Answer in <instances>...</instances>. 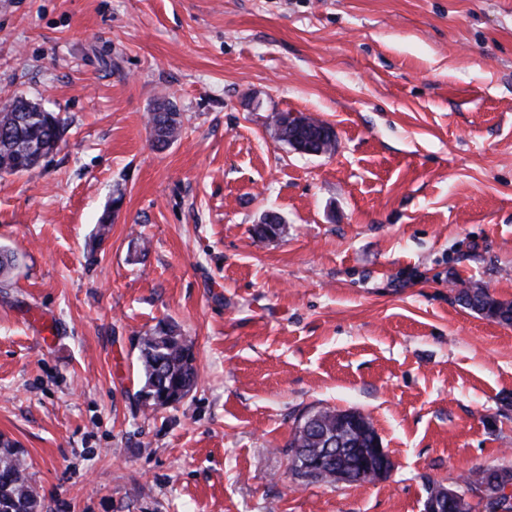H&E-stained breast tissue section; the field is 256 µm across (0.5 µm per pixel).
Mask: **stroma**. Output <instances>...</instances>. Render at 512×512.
<instances>
[{"instance_id":"35a3bbf8","label":"stroma","mask_w":512,"mask_h":512,"mask_svg":"<svg viewBox=\"0 0 512 512\" xmlns=\"http://www.w3.org/2000/svg\"><path fill=\"white\" fill-rule=\"evenodd\" d=\"M20 97L67 120L0 175V437L43 512H423L512 466V324L455 288L512 300V0H0V109ZM280 112L335 153L279 141ZM162 321L199 381L151 410ZM321 407L369 417L393 471L296 479ZM157 103L164 107L165 112H149L148 125L156 145L164 148L181 134L182 124L180 114L171 101L163 99ZM319 125L302 127L294 129V133L299 136L310 149L319 154H331L336 150V132L326 123L316 122ZM464 286L465 288L458 290L457 295L458 301L464 308L470 309L474 313L486 318L504 316V312H501L494 306V300L490 297V293L487 288H482L476 284Z\"/></svg>"}]
</instances>
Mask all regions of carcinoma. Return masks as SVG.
<instances>
[{"mask_svg":"<svg viewBox=\"0 0 512 512\" xmlns=\"http://www.w3.org/2000/svg\"><path fill=\"white\" fill-rule=\"evenodd\" d=\"M162 112L148 114L154 142L164 148L176 139L182 130L180 114L167 99L160 101ZM65 131V120L55 112H39L34 103L17 99L0 110V173L17 169L28 171L41 160L51 156L59 147ZM310 149L319 154L336 150V132L326 123L294 129ZM460 304L486 318L504 316L496 308L489 291L479 285L469 284L458 290ZM143 385L138 391L144 405L157 409L179 402L197 383L192 346L168 323H159L153 332L139 342ZM337 410L321 408L314 412L318 417L317 433H306L297 424L288 441L291 454V471L308 483L332 485L328 475L305 471L296 461L306 451L315 454L325 448H336L332 442L336 431ZM464 486L477 491L485 500L486 512H512V498L500 495V490L512 486V468L503 467L489 474L478 469L470 470L463 478ZM0 512H40V500L32 490L26 469L14 452V444L0 438Z\"/></svg>","mask_w":512,"mask_h":512,"instance_id":"obj_1","label":"carcinoma"}]
</instances>
